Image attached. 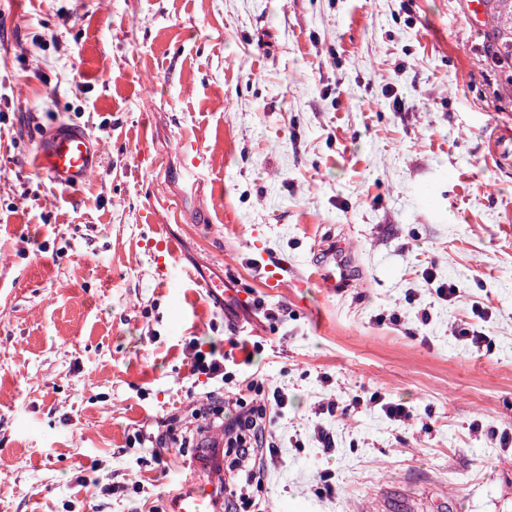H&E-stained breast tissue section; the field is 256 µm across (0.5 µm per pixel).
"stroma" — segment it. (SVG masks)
<instances>
[{
	"label": "stroma",
	"instance_id": "1",
	"mask_svg": "<svg viewBox=\"0 0 512 512\" xmlns=\"http://www.w3.org/2000/svg\"><path fill=\"white\" fill-rule=\"evenodd\" d=\"M489 34L464 0H0V512H164L224 406L192 341L288 395L262 512H512V160L490 151L512 71ZM60 121L102 143L77 188L33 162ZM340 245L331 293L310 275ZM476 304L481 348L454 334ZM315 280L322 282L325 288H347L350 281V265L346 252L332 251L329 268L321 267L315 273Z\"/></svg>",
	"mask_w": 512,
	"mask_h": 512
}]
</instances>
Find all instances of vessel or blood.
Masks as SVG:
<instances>
[{
    "mask_svg": "<svg viewBox=\"0 0 512 512\" xmlns=\"http://www.w3.org/2000/svg\"><path fill=\"white\" fill-rule=\"evenodd\" d=\"M101 155L102 145L97 137L60 125L40 141L37 165L51 182L78 187L86 183ZM315 279L331 289L347 287L350 265L346 252L333 253L330 266L320 268ZM198 464L204 477L196 478L171 498L170 512H222L223 439H215L210 447L200 449Z\"/></svg>",
    "mask_w": 512,
    "mask_h": 512,
    "instance_id": "1",
    "label": "vessel or blood"
}]
</instances>
